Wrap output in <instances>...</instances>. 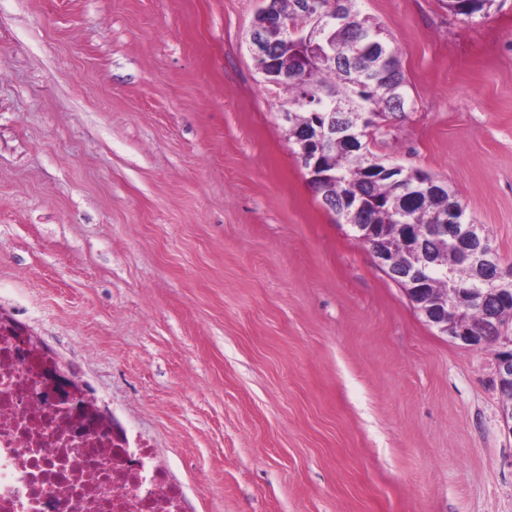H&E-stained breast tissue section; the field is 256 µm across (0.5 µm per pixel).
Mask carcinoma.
<instances>
[{"label": "carcinoma", "instance_id": "1", "mask_svg": "<svg viewBox=\"0 0 512 512\" xmlns=\"http://www.w3.org/2000/svg\"><path fill=\"white\" fill-rule=\"evenodd\" d=\"M313 7L336 14V25L327 33L331 57H313L305 65L295 61L293 27L308 22L302 0H274L275 22L266 29V38L277 61V73L286 72L288 85V141L299 145L327 122L334 108L351 103L356 110L380 117L404 111L406 79L399 49L385 43V49L372 47L381 26L358 9L359 0H312ZM494 0H448V10L471 17L484 13ZM376 134L363 133L359 146L336 140V149L322 157V172L329 176L333 211L347 224L396 227L410 224L417 235L426 237L430 224L445 215L450 224L465 223V209L447 183L418 170L400 168L389 173L372 152ZM426 286L444 295L453 282L454 303L461 317L474 322L483 318L484 309L496 304L483 296L477 272L460 259L450 239L431 241V254L421 266Z\"/></svg>", "mask_w": 512, "mask_h": 512}]
</instances>
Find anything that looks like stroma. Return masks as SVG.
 Wrapping results in <instances>:
<instances>
[{"instance_id":"obj_1","label":"stroma","mask_w":512,"mask_h":512,"mask_svg":"<svg viewBox=\"0 0 512 512\" xmlns=\"http://www.w3.org/2000/svg\"><path fill=\"white\" fill-rule=\"evenodd\" d=\"M400 51L375 154L512 268V0H360ZM259 0H0V312L158 450L191 512H512L499 343L427 322L324 207ZM260 20L259 14L256 13L250 33H252L253 26L257 25ZM258 31L262 33L261 29L253 30L250 40L251 51L258 70L264 72V70L272 69L274 65L269 54L268 45L264 37L258 35Z\"/></svg>"}]
</instances>
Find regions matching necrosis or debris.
Wrapping results in <instances>:
<instances>
[{"label": "necrosis or debris", "instance_id": "4bbe7bcc", "mask_svg": "<svg viewBox=\"0 0 512 512\" xmlns=\"http://www.w3.org/2000/svg\"><path fill=\"white\" fill-rule=\"evenodd\" d=\"M53 360L0 333V512H188L184 485L113 415L78 431L47 381Z\"/></svg>", "mask_w": 512, "mask_h": 512}]
</instances>
